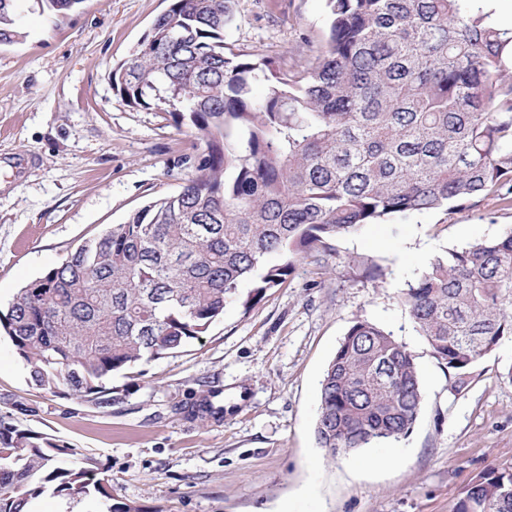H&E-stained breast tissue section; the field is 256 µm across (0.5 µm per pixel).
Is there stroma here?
I'll list each match as a JSON object with an SVG mask.
<instances>
[{
    "label": "stroma",
    "instance_id": "stroma-1",
    "mask_svg": "<svg viewBox=\"0 0 512 512\" xmlns=\"http://www.w3.org/2000/svg\"><path fill=\"white\" fill-rule=\"evenodd\" d=\"M169 0H82L69 13L20 0L23 41L0 47V310L19 288L146 202L178 190L205 150L190 124L128 107L112 87ZM225 54L301 68L322 46L324 0H233ZM512 210L486 199L400 215L301 259L250 312L230 305L201 340L113 375L98 408L37 390L0 337V416L72 448L107 496L44 494L41 512H102L105 498L145 512H455L474 478L512 469V336L451 389L400 299L446 250L493 238ZM372 260L384 281L360 276ZM415 355L424 405L412 431L331 457L315 422L320 380L352 318ZM223 416L191 409L207 392Z\"/></svg>",
    "mask_w": 512,
    "mask_h": 512
}]
</instances>
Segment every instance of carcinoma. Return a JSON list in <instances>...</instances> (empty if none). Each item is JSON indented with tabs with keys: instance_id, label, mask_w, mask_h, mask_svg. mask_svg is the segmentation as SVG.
I'll return each instance as SVG.
<instances>
[{
	"instance_id": "obj_1",
	"label": "carcinoma",
	"mask_w": 512,
	"mask_h": 512,
	"mask_svg": "<svg viewBox=\"0 0 512 512\" xmlns=\"http://www.w3.org/2000/svg\"><path fill=\"white\" fill-rule=\"evenodd\" d=\"M15 2L0 0V46L24 38ZM38 2L66 14L83 0ZM327 7L326 43L296 73L225 56L232 0H170L113 67L128 106L189 120L207 153L180 190L82 242L0 310V335L36 388L108 407L113 374L201 339L229 305L249 312L298 256L474 198L512 209V29L488 0ZM152 38L160 51L145 50ZM401 300L453 389H466L512 335V228L448 250ZM423 403L413 353L357 316L321 380L317 442L336 457L404 437ZM55 447L0 418V512H26L48 492L107 496L95 471ZM456 512H512V470H485Z\"/></svg>"
}]
</instances>
